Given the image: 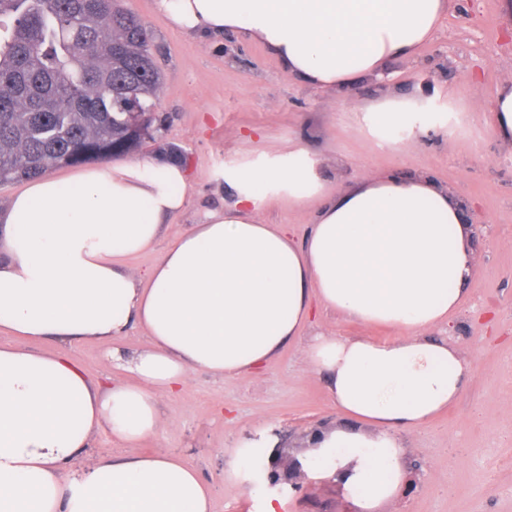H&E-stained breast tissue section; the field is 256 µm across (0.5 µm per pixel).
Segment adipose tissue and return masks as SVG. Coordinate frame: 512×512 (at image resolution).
I'll list each match as a JSON object with an SVG mask.
<instances>
[{
	"label": "adipose tissue",
	"mask_w": 512,
	"mask_h": 512,
	"mask_svg": "<svg viewBox=\"0 0 512 512\" xmlns=\"http://www.w3.org/2000/svg\"><path fill=\"white\" fill-rule=\"evenodd\" d=\"M451 0H155L188 35L260 42L284 71L345 92L412 58ZM436 95L352 105L378 148L413 140ZM226 208L174 237L146 273L131 258L154 249L188 204L179 160L106 163L46 175L0 213V330L54 341L55 354L0 344V512H212L208 484L167 455L136 448L161 424L157 398L190 373L257 370L301 339L317 308L400 337L323 333L305 343L345 426L313 431L299 459L332 478L354 512H379L408 485L401 436L430 425L467 389L471 362L433 329L447 323L475 266L465 204L425 177L364 174L344 188L302 146L230 168ZM283 200L308 207L304 239L260 214ZM149 347L126 363L135 383L93 384L66 348L98 339L109 355L130 326ZM130 455L65 479L95 432Z\"/></svg>",
	"instance_id": "adipose-tissue-1"
}]
</instances>
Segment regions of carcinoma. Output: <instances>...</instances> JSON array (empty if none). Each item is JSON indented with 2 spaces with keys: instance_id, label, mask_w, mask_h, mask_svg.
Masks as SVG:
<instances>
[{
  "instance_id": "obj_1",
  "label": "carcinoma",
  "mask_w": 512,
  "mask_h": 512,
  "mask_svg": "<svg viewBox=\"0 0 512 512\" xmlns=\"http://www.w3.org/2000/svg\"><path fill=\"white\" fill-rule=\"evenodd\" d=\"M161 78L120 0H0V184L137 151Z\"/></svg>"
}]
</instances>
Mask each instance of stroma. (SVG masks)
Masks as SVG:
<instances>
[{"mask_svg":"<svg viewBox=\"0 0 512 512\" xmlns=\"http://www.w3.org/2000/svg\"><path fill=\"white\" fill-rule=\"evenodd\" d=\"M152 30L162 72L157 110L169 118L161 144L179 150L189 171V204L168 225L174 237L234 195L216 180L228 165L300 144L318 154L325 178L346 185L355 174L422 175L459 196L470 212L477 268L464 300L439 336L470 354L473 380L427 428L403 439L411 483L382 512H512V145L494 136L489 104L512 78V29L499 0H453L440 30L415 58H396L387 79L362 80L347 94L317 90L284 72L261 43L201 38L172 28L154 0H124ZM422 86L465 105L466 132L430 128L414 145L379 150L347 113L349 105ZM336 336L390 340L399 331L363 327L325 314L317 328ZM72 360L92 379L130 372L99 342L75 346ZM161 426L141 442L144 455L169 454L197 469L211 489L212 512H260L271 492L269 467L253 459L247 481L229 476L239 437L275 424L282 447L301 445L318 424L341 419L321 379L307 369L304 345L289 344L263 372L215 379L192 373L177 396H159ZM127 450L96 433L68 472L80 476L103 456ZM282 512H352L332 479L297 472L281 487Z\"/></svg>","mask_w":512,"mask_h":512,"instance_id":"1","label":"stroma"}]
</instances>
